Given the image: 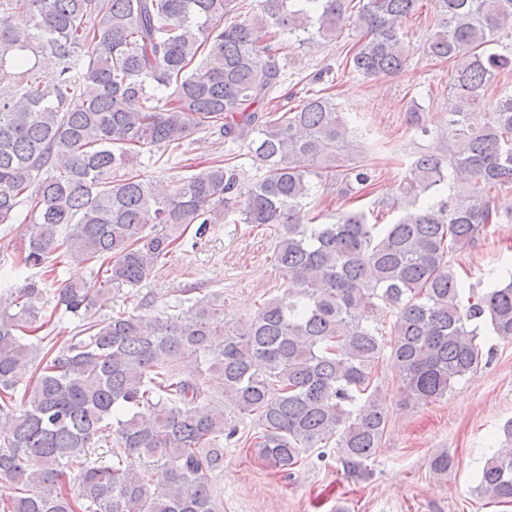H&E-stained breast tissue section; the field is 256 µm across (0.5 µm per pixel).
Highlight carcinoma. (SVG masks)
Wrapping results in <instances>:
<instances>
[{
    "label": "carcinoma",
    "mask_w": 512,
    "mask_h": 512,
    "mask_svg": "<svg viewBox=\"0 0 512 512\" xmlns=\"http://www.w3.org/2000/svg\"><path fill=\"white\" fill-rule=\"evenodd\" d=\"M352 2L0 0V83L13 87L0 97V224L29 218L17 267L32 271L0 299V415L11 417L0 421V512H222L213 481L237 428L210 403L213 374L234 412L258 422L255 451L271 467L332 443L363 479L390 419L374 385L385 356L402 402L418 405L477 372L481 325L512 342V275L465 298L453 264L501 223L493 191L512 187V93L486 97L512 70V0H431L428 53L451 67L448 149L412 161L394 222L342 210L305 224L316 185L365 187L372 175L342 164L359 143L331 95L278 106L283 37L329 46L349 22L360 38L348 70L393 76L410 61L403 24L419 0H358L354 18ZM480 106L483 122H470ZM207 129L262 174L247 183L229 158L171 182L134 171L143 150ZM442 185L449 195L419 203ZM232 199L241 223L276 228L281 294L237 322L205 297L150 318L99 314L192 225L201 236L224 223ZM57 254L107 266L55 289L78 320L56 350L40 303ZM106 429L116 448L92 461ZM504 435L477 486L495 503H512V423ZM453 468L446 450L429 460L438 478Z\"/></svg>",
    "instance_id": "carcinoma-1"
}]
</instances>
